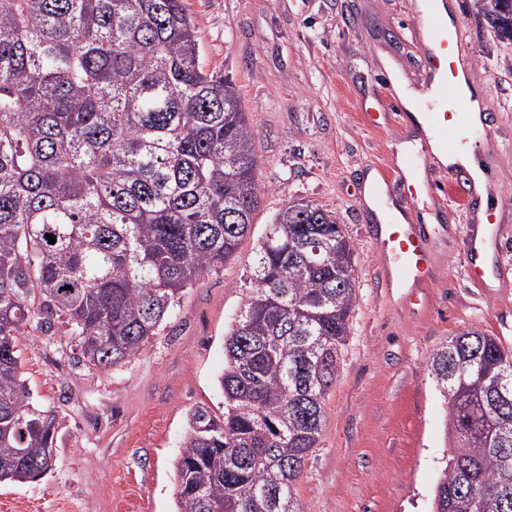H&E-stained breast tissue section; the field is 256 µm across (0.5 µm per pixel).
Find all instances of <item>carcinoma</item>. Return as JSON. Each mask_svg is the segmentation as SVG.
<instances>
[{
  "label": "carcinoma",
  "mask_w": 512,
  "mask_h": 512,
  "mask_svg": "<svg viewBox=\"0 0 512 512\" xmlns=\"http://www.w3.org/2000/svg\"><path fill=\"white\" fill-rule=\"evenodd\" d=\"M472 9L512 44V0ZM256 138L233 84L199 66L183 0L0 3V483L45 474L58 425L16 336L62 324L88 365L134 356L246 236ZM352 255L316 204L269 225L224 338V413L187 415L176 512H304L295 485L340 370ZM428 369L456 445L433 512H512V353L466 329Z\"/></svg>",
  "instance_id": "obj_1"
}]
</instances>
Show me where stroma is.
<instances>
[{
    "mask_svg": "<svg viewBox=\"0 0 512 512\" xmlns=\"http://www.w3.org/2000/svg\"><path fill=\"white\" fill-rule=\"evenodd\" d=\"M418 0H184L198 27L199 62L235 85L257 132L261 205L235 257L187 289L171 315L124 364L79 363L71 337L25 329L23 376L37 406L60 417L53 467L27 484H0V512H175L174 465L186 416L224 410L218 377L224 337L251 293L252 264L268 224L288 204L331 211L353 248L357 300L322 442L295 486L304 512H433L454 443L428 371L432 354L465 329L512 349V232L491 241L486 288L468 284L471 208L455 175L415 159L420 187L443 213L431 223L438 271L424 298L397 304L371 243L376 218L358 190L368 172L389 181L399 205L398 147L423 137L392 109L396 69L408 88L431 84ZM453 0L466 33L473 96L487 114L481 153L512 209V45Z\"/></svg>",
    "mask_w": 512,
    "mask_h": 512,
    "instance_id": "35a3bbf8",
    "label": "stroma"
}]
</instances>
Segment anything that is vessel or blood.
Returning a JSON list of instances; mask_svg holds the SVG:
<instances>
[{
    "label": "vessel or blood",
    "mask_w": 512,
    "mask_h": 512,
    "mask_svg": "<svg viewBox=\"0 0 512 512\" xmlns=\"http://www.w3.org/2000/svg\"><path fill=\"white\" fill-rule=\"evenodd\" d=\"M431 34L432 48L428 56L432 71L438 74L436 96L447 102L444 111L424 113L423 120L430 131L423 138L419 156H432L434 149L449 154H463L480 148L482 139L473 128L467 126L465 117L470 110L468 101L460 92V86L467 81L469 69L466 63L461 30H449L448 20L443 16H432L426 22ZM495 211H488L472 220L467 239L469 255L468 281L471 287L481 288L486 283L487 273L481 265V256L487 239L496 229ZM381 271L389 287L401 293L403 301L414 304L420 301L422 290L435 275L436 262L426 226L388 220L379 225L374 236Z\"/></svg>",
    "instance_id": "vessel-or-blood-1"
}]
</instances>
